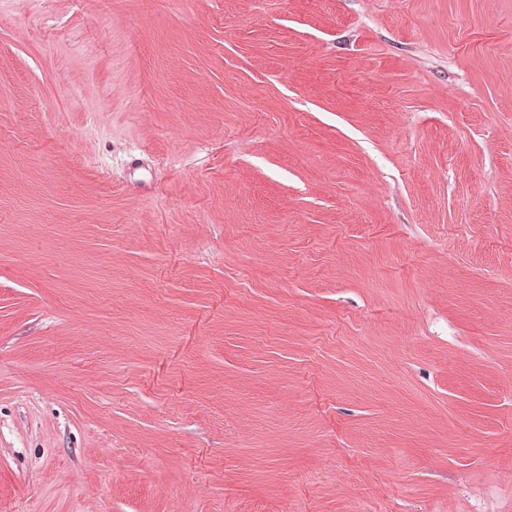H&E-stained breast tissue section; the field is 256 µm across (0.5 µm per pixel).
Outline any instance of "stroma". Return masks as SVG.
Wrapping results in <instances>:
<instances>
[{
	"label": "stroma",
	"mask_w": 512,
	"mask_h": 512,
	"mask_svg": "<svg viewBox=\"0 0 512 512\" xmlns=\"http://www.w3.org/2000/svg\"><path fill=\"white\" fill-rule=\"evenodd\" d=\"M0 512H512V0H0Z\"/></svg>",
	"instance_id": "1"
}]
</instances>
